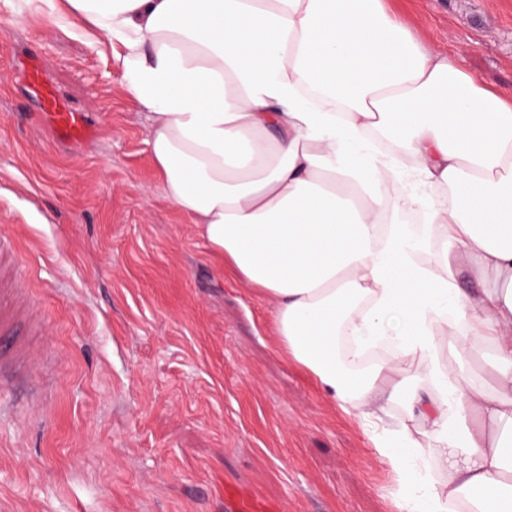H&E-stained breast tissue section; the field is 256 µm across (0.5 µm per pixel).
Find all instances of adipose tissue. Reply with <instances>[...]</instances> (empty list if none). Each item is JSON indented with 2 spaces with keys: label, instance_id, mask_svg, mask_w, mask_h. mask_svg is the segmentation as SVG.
<instances>
[{
  "label": "adipose tissue",
  "instance_id": "obj_1",
  "mask_svg": "<svg viewBox=\"0 0 512 512\" xmlns=\"http://www.w3.org/2000/svg\"><path fill=\"white\" fill-rule=\"evenodd\" d=\"M382 2L52 8L109 49L150 122L165 198L274 302L283 352L378 430L399 512H448L462 495L475 512H512V92L423 49ZM414 211L423 223H405ZM452 316L463 340L445 361ZM470 337L497 365L495 391L469 371ZM379 343L413 382L423 445L379 431L402 394L365 356Z\"/></svg>",
  "mask_w": 512,
  "mask_h": 512
}]
</instances>
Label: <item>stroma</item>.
Listing matches in <instances>:
<instances>
[{"instance_id":"obj_1","label":"stroma","mask_w":512,"mask_h":512,"mask_svg":"<svg viewBox=\"0 0 512 512\" xmlns=\"http://www.w3.org/2000/svg\"><path fill=\"white\" fill-rule=\"evenodd\" d=\"M424 47L512 89V0H388ZM38 65L88 123L56 129ZM147 121L104 47L45 0H0V234L41 312L0 394V512H397L356 413L277 349L272 302L219 271L163 196Z\"/></svg>"}]
</instances>
